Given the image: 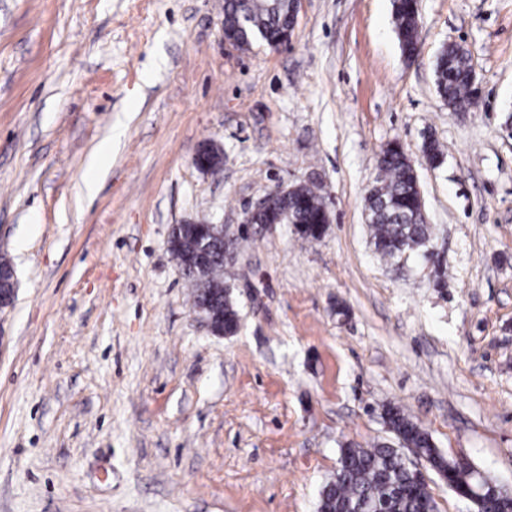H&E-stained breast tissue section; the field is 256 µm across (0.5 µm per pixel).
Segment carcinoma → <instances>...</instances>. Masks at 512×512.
<instances>
[{
    "instance_id": "carcinoma-1",
    "label": "carcinoma",
    "mask_w": 512,
    "mask_h": 512,
    "mask_svg": "<svg viewBox=\"0 0 512 512\" xmlns=\"http://www.w3.org/2000/svg\"><path fill=\"white\" fill-rule=\"evenodd\" d=\"M291 4L292 0H224V38L247 49L259 41L279 43L288 35ZM392 7L401 51L413 57L418 52V4L416 0H392ZM469 69V54L458 44H448L436 58L437 93L454 112L468 111L477 97ZM378 164L380 187L366 198L370 217L376 218L369 224L376 252L393 259L427 247L432 227L417 212L421 190L406 153L398 143H390ZM274 220L295 225L301 238L308 241L319 239L327 224L321 196L307 184L291 195L269 196L264 211L250 223L257 226ZM199 228L188 224L180 229L170 251L193 288L194 307L209 308L224 333L232 334L238 328V311L224 286V248L218 240L203 237ZM383 420L400 447L344 444L336 471L319 492L318 512H437L427 483L414 474L408 462L407 448L426 460L474 512H506L512 506V498L500 484L468 462L445 458L430 435L403 409L387 407Z\"/></svg>"
}]
</instances>
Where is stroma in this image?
Wrapping results in <instances>:
<instances>
[{
    "label": "stroma",
    "instance_id": "obj_1",
    "mask_svg": "<svg viewBox=\"0 0 512 512\" xmlns=\"http://www.w3.org/2000/svg\"><path fill=\"white\" fill-rule=\"evenodd\" d=\"M420 13L408 61L392 0H300L287 43L248 49L223 38L224 0H0V253L17 276L0 512H317L343 444L391 440L387 405L512 487V0ZM451 42L477 76L465 112L436 92ZM394 140L440 286L371 242L365 198ZM206 144L220 172L196 165ZM297 183L321 194L324 236L250 233L226 278L239 329L212 334L173 225L238 234Z\"/></svg>",
    "mask_w": 512,
    "mask_h": 512
}]
</instances>
